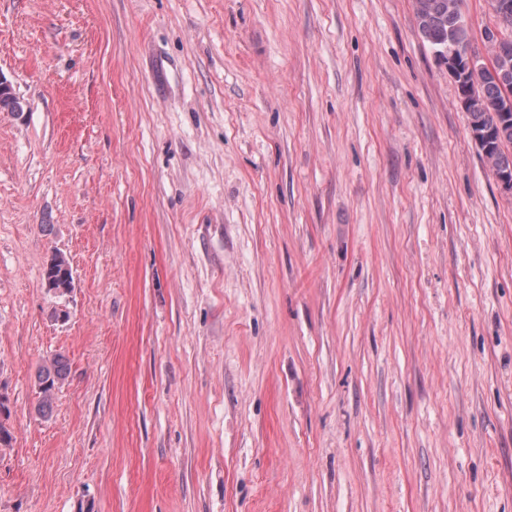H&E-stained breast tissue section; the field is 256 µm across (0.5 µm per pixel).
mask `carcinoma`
Instances as JSON below:
<instances>
[{
	"mask_svg": "<svg viewBox=\"0 0 512 512\" xmlns=\"http://www.w3.org/2000/svg\"><path fill=\"white\" fill-rule=\"evenodd\" d=\"M463 0H414L418 33L432 48L472 43L469 25L462 11ZM506 38L502 51L491 58V69L480 80H457L459 96L469 115L470 129L485 163L496 176H512V101L505 99V88H512V6L493 16L484 36L494 38L493 30ZM44 277L63 293L71 292L73 272L68 258L54 251L53 263L44 269ZM68 375V363L61 354L53 355L37 374L39 409L52 408L57 391Z\"/></svg>",
	"mask_w": 512,
	"mask_h": 512,
	"instance_id": "obj_1",
	"label": "carcinoma"
}]
</instances>
